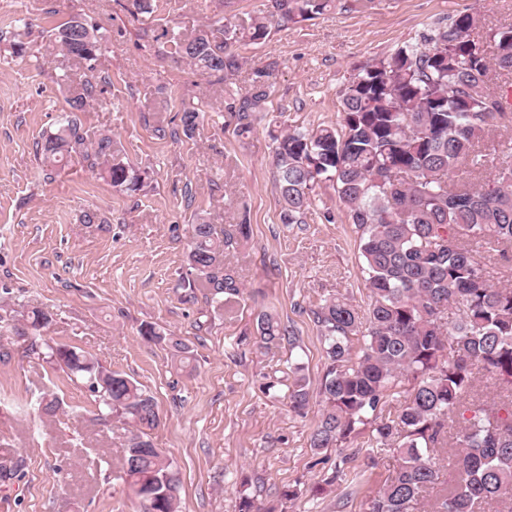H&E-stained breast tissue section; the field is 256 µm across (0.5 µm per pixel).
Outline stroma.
Listing matches in <instances>:
<instances>
[{"instance_id":"stroma-1","label":"stroma","mask_w":512,"mask_h":512,"mask_svg":"<svg viewBox=\"0 0 512 512\" xmlns=\"http://www.w3.org/2000/svg\"><path fill=\"white\" fill-rule=\"evenodd\" d=\"M266 2L157 0L145 24L130 0H0V305L53 315L34 341L0 329V512L137 508L121 470L129 425L118 416L95 420L86 382L45 356L58 345L83 349L155 397L159 424L150 436L179 472V512H237L239 473L263 512H366L398 466L391 450L368 458L358 437L344 448H311L318 407L300 417L283 391L261 389L264 376L287 380L295 362L318 390L324 357L313 310L340 294L368 303L360 235L332 183L317 187L302 223L281 222L269 132L338 125L342 93L358 67L389 58L461 12L480 15L473 37L495 56L493 33L512 26V0H348L309 20L272 25L263 40L233 44L238 66L221 84L161 56V32L184 38L215 30ZM73 18L104 36L95 71L65 56L52 36ZM16 32L27 43L19 58L4 44ZM62 74L73 85L109 77L80 118L148 171L143 190H114L78 156L42 165L37 144L67 109ZM260 83L267 96L251 132L239 134L234 108ZM197 104L206 116L192 137L156 134V126L178 124L183 106ZM87 211L97 223H82ZM198 215L221 226L245 219L252 229L247 243L224 254L243 284L231 321L183 287L188 226ZM262 311L290 326L292 340L259 348ZM147 325L181 337L194 352L193 371L176 365L166 343L144 341ZM48 395L60 407L47 413L38 405ZM337 468L345 480L317 501H281L284 486L320 481Z\"/></svg>"}]
</instances>
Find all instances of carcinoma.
<instances>
[{"label":"carcinoma","instance_id":"1","mask_svg":"<svg viewBox=\"0 0 512 512\" xmlns=\"http://www.w3.org/2000/svg\"><path fill=\"white\" fill-rule=\"evenodd\" d=\"M270 2L269 15L226 25L220 37L203 30L170 40L169 56L222 81L237 67L230 45L265 39L269 17L297 23L339 0ZM479 22L478 15L462 12L389 58L360 67L342 95L341 129L274 135L281 222L302 223L316 188L331 182L360 232L368 309L336 297L312 311L323 340L324 376L315 394L295 368L288 404L304 416L319 398L310 438L316 450L336 448L367 426L368 451L399 454L401 463L369 499L367 512H420L433 491L432 512H490L512 502V285L491 283L483 261L486 252L505 258L512 250V141L499 144L502 161L492 177L480 145L489 131L512 127L505 94L490 84L494 71L512 74V27L495 31L498 53L491 59L472 37ZM55 39L94 71L98 27L73 19L58 27ZM102 91L90 79L67 86L68 113L43 137L40 152L50 166L80 155L112 188L135 193L143 172L111 135L89 131L79 118ZM265 96L257 87L239 98L241 131H250ZM202 119L200 108H182L171 137H192ZM250 235L248 224L219 230L200 215L189 225L187 262L195 277L183 287L206 291L207 302L229 320L241 284L225 266L224 250ZM50 322L49 313L35 308L14 331L26 336ZM256 332V343L266 349L294 335L266 312L258 314ZM141 335L170 343L179 365L194 369L193 352L182 340L154 326ZM48 357L89 383L98 418L116 413L132 423L123 470L139 512H178L179 473L149 436L158 423L154 396L73 346H51ZM481 374L495 381L507 417L477 407L468 417L461 411ZM391 392L403 402L383 418V398ZM450 448L456 479L448 489L441 487L439 460Z\"/></svg>","mask_w":512,"mask_h":512}]
</instances>
